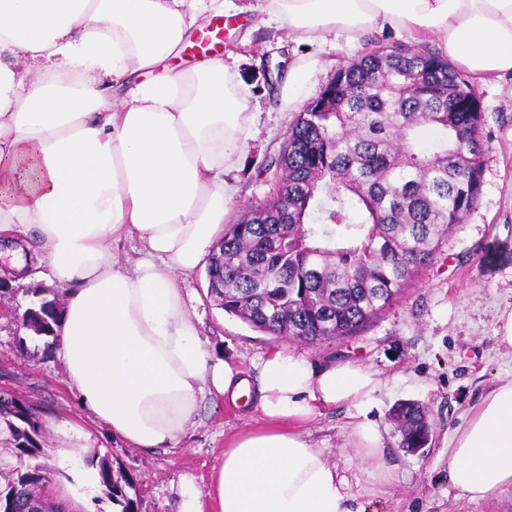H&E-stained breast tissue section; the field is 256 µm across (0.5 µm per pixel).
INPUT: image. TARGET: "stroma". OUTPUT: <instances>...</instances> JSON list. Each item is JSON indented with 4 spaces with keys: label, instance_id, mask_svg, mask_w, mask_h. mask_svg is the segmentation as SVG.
I'll return each mask as SVG.
<instances>
[{
    "label": "stroma",
    "instance_id": "1",
    "mask_svg": "<svg viewBox=\"0 0 512 512\" xmlns=\"http://www.w3.org/2000/svg\"><path fill=\"white\" fill-rule=\"evenodd\" d=\"M245 2L248 11L239 19L227 17L222 37L225 63L249 90L253 126L235 172L238 192L225 218L229 224L268 195L271 185L259 177V170L278 154L299 112L320 96L338 69L379 47L418 43L444 49L435 37L419 39L378 25L355 42L341 31L322 41H307L271 21L266 0ZM304 63L309 71L298 102L282 103L280 86L288 72ZM474 89L485 150L480 199L445 238L437 259L357 334L320 344L274 339L215 305L204 267L178 278L213 360L247 371L253 361L279 349L317 368L350 361L381 373L386 386L371 416L385 436L384 455L392 469L388 484H372L348 444L352 406L322 408L302 426L310 442L347 478L357 512H512L511 491L470 502L459 497L448 480V439L488 388L512 376V349L496 337L501 314L512 310V76L489 77ZM35 288L32 282L0 281V390L40 412L45 445L37 461L47 470L73 479L85 469L86 457L105 456L138 480L139 512H177L182 479L205 488L225 444L241 431L263 425L261 413L252 406L207 394L176 445H126L113 436L111 427L83 412L61 361L41 351V339L18 331L12 314L30 304ZM408 401L430 411L429 441L414 453L399 448L400 436L391 420L393 408ZM67 430L80 452L63 467L56 449Z\"/></svg>",
    "mask_w": 512,
    "mask_h": 512
}]
</instances>
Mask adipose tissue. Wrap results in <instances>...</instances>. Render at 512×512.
Listing matches in <instances>:
<instances>
[{
	"mask_svg": "<svg viewBox=\"0 0 512 512\" xmlns=\"http://www.w3.org/2000/svg\"><path fill=\"white\" fill-rule=\"evenodd\" d=\"M228 0H0V234L11 278L64 289L54 353L82 409L136 448L177 442L200 398L253 393L266 419L224 448L206 489L180 486L178 512H352L349 483L299 431L321 408L355 410L350 445L388 482L370 416L384 380L347 362L321 370L272 350L249 382L212 361L177 277L224 233L232 177L251 135L244 93L223 57L174 73ZM290 32L322 40L381 23L441 39L477 76L512 73V0H268ZM141 243L133 264L113 253ZM448 479L468 501L512 490V377L500 379L448 443Z\"/></svg>",
	"mask_w": 512,
	"mask_h": 512,
	"instance_id": "adipose-tissue-1",
	"label": "adipose tissue"
}]
</instances>
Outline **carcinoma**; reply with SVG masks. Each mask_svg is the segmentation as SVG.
Listing matches in <instances>:
<instances>
[{"instance_id": "obj_1", "label": "carcinoma", "mask_w": 512, "mask_h": 512, "mask_svg": "<svg viewBox=\"0 0 512 512\" xmlns=\"http://www.w3.org/2000/svg\"><path fill=\"white\" fill-rule=\"evenodd\" d=\"M331 103L301 112L266 173L272 192L224 225L206 267L208 294L228 315L275 338L306 343L356 334L436 258L482 188V115L471 84L427 48L377 49L338 70ZM438 137L421 146L423 129ZM59 311L43 298L17 327L57 341ZM398 447L428 436L427 411L398 404ZM0 426L15 463L4 490L15 512H65L55 482L29 459L43 452L37 409L0 391ZM100 486L121 512H138L139 488L104 456Z\"/></svg>"}]
</instances>
